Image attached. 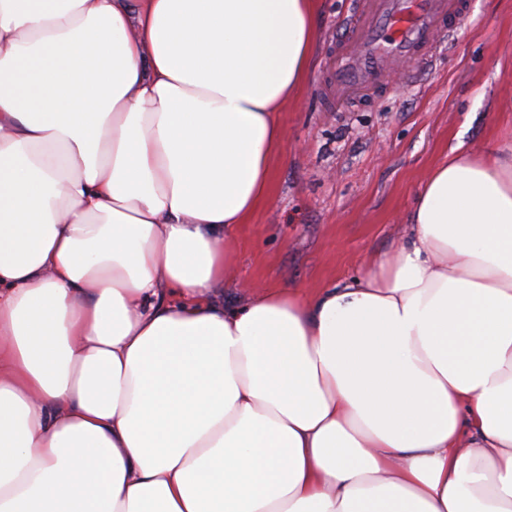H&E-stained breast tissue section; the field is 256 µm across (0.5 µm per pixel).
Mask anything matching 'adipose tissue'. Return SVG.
Segmentation results:
<instances>
[{"label":"adipose tissue","mask_w":512,"mask_h":512,"mask_svg":"<svg viewBox=\"0 0 512 512\" xmlns=\"http://www.w3.org/2000/svg\"><path fill=\"white\" fill-rule=\"evenodd\" d=\"M316 0H0V512H512V144L305 295L211 299Z\"/></svg>","instance_id":"1"}]
</instances>
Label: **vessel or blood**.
I'll use <instances>...</instances> for the list:
<instances>
[{
  "label": "vessel or blood",
  "instance_id": "obj_1",
  "mask_svg": "<svg viewBox=\"0 0 512 512\" xmlns=\"http://www.w3.org/2000/svg\"><path fill=\"white\" fill-rule=\"evenodd\" d=\"M465 15V0H357L326 68L327 95L343 107L389 92L398 67L418 81L432 68L440 32H454Z\"/></svg>",
  "mask_w": 512,
  "mask_h": 512
}]
</instances>
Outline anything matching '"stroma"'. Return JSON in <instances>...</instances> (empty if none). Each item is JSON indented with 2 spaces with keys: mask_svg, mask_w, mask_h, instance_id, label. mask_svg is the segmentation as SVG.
<instances>
[{
  "mask_svg": "<svg viewBox=\"0 0 512 512\" xmlns=\"http://www.w3.org/2000/svg\"><path fill=\"white\" fill-rule=\"evenodd\" d=\"M353 9L316 0L311 74L281 112L270 192L230 247L224 301L265 287L308 294L353 275L405 236L417 191L452 148L481 152L512 134V0H468L426 80L340 112L324 66Z\"/></svg>",
  "mask_w": 512,
  "mask_h": 512,
  "instance_id": "1",
  "label": "stroma"
}]
</instances>
